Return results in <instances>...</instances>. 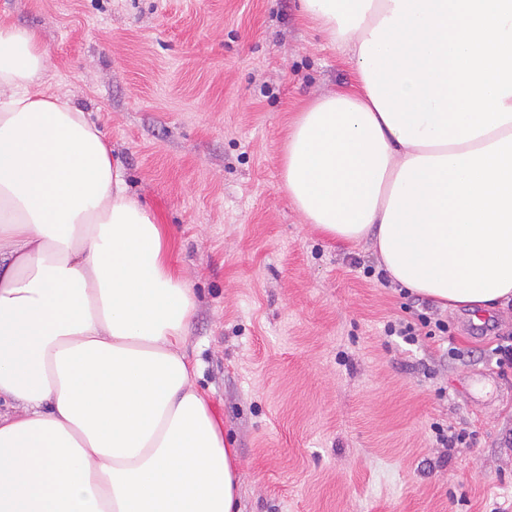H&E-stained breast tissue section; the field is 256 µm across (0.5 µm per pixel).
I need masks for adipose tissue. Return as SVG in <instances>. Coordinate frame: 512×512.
Instances as JSON below:
<instances>
[{
	"mask_svg": "<svg viewBox=\"0 0 512 512\" xmlns=\"http://www.w3.org/2000/svg\"><path fill=\"white\" fill-rule=\"evenodd\" d=\"M353 62L290 126L281 188L343 246L442 307L512 308V122L399 141L361 44L393 0H300ZM35 31L0 20V512H234L241 482L187 352L196 294Z\"/></svg>",
	"mask_w": 512,
	"mask_h": 512,
	"instance_id": "obj_1",
	"label": "adipose tissue"
}]
</instances>
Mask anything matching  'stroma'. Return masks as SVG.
Returning a JSON list of instances; mask_svg holds the SVG:
<instances>
[{"mask_svg":"<svg viewBox=\"0 0 512 512\" xmlns=\"http://www.w3.org/2000/svg\"><path fill=\"white\" fill-rule=\"evenodd\" d=\"M0 17L40 34L46 87L169 228L238 512H512V372L489 355L512 325L445 309L452 337L386 336L407 296L366 274L370 244L326 239L280 187L291 121L353 77L298 0H0ZM437 424L474 439L442 448Z\"/></svg>","mask_w":512,"mask_h":512,"instance_id":"stroma-1","label":"stroma"}]
</instances>
